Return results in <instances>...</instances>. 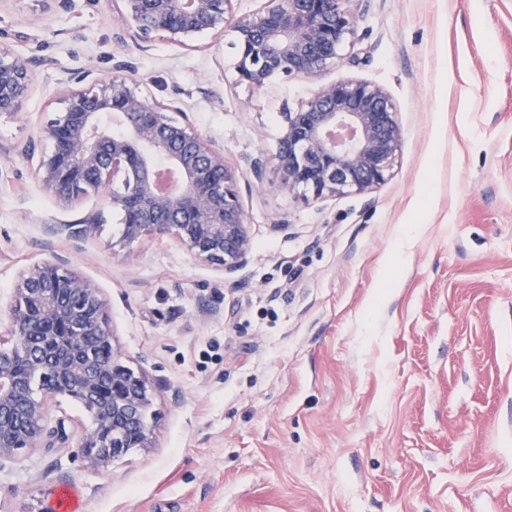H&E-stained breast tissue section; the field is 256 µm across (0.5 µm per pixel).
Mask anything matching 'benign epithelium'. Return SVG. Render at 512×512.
<instances>
[{"instance_id": "obj_1", "label": "benign epithelium", "mask_w": 512, "mask_h": 512, "mask_svg": "<svg viewBox=\"0 0 512 512\" xmlns=\"http://www.w3.org/2000/svg\"><path fill=\"white\" fill-rule=\"evenodd\" d=\"M122 36L146 48L157 36L191 48L204 32L224 31L231 0H119ZM353 0H261L234 25L240 80L262 89L274 75L319 80L356 44ZM38 61L0 48V115L20 110L31 92ZM62 108L40 128L51 142L37 174L62 207L79 195L108 190L124 223L123 238L173 234L198 260L232 275L251 254L249 224L237 190V172L179 107L143 95L128 65L118 61L105 78L87 70L66 78ZM180 118H175L174 114ZM272 158L249 157L261 184L268 163L281 188L303 190L314 201L367 194L392 174L402 143L398 112L380 86L346 78L324 83L292 112ZM100 212L50 231L92 238ZM10 349L0 351V462L30 448H63L66 420L48 424L50 404L71 388L79 392L91 426L78 440L87 465L106 470L132 448L152 447L145 420L152 396L145 378L124 365L112 345L100 288L65 263L23 270L9 312ZM28 375L16 370L14 355Z\"/></svg>"}]
</instances>
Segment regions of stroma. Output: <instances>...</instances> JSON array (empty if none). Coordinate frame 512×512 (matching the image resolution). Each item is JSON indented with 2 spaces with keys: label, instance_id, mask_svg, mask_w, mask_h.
Wrapping results in <instances>:
<instances>
[{
  "label": "stroma",
  "instance_id": "1",
  "mask_svg": "<svg viewBox=\"0 0 512 512\" xmlns=\"http://www.w3.org/2000/svg\"><path fill=\"white\" fill-rule=\"evenodd\" d=\"M355 13L367 55L323 79L382 87L401 149L374 192L314 203L272 166L256 187L244 160L277 152L282 106L315 85L239 82L232 29L143 51L112 0H0L9 48L37 61L20 112L0 116V311L21 270L68 259L154 394L152 447L106 471L74 447L25 450L0 463V512H49L63 485L80 512H512V0ZM117 59L238 167L253 249L232 276L170 234L123 240L106 191L61 208L13 155L50 150L39 126L67 74ZM93 209L96 237L48 230Z\"/></svg>",
  "mask_w": 512,
  "mask_h": 512
}]
</instances>
